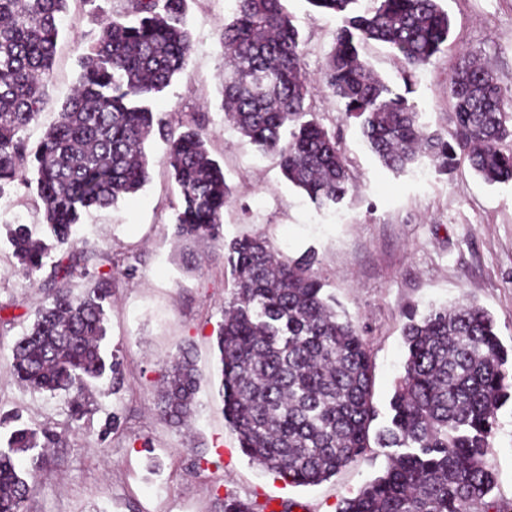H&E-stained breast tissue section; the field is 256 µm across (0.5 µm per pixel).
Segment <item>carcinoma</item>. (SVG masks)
Segmentation results:
<instances>
[{
  "instance_id": "carcinoma-1",
  "label": "carcinoma",
  "mask_w": 512,
  "mask_h": 512,
  "mask_svg": "<svg viewBox=\"0 0 512 512\" xmlns=\"http://www.w3.org/2000/svg\"><path fill=\"white\" fill-rule=\"evenodd\" d=\"M68 0H0V196L24 179L35 187L45 238L25 224L9 228L17 270L34 277L52 263L47 292L32 324L11 348L16 380L35 392H77L71 416L85 410L83 392L109 380L118 390L117 362L102 347L105 278L86 271L91 259L78 226L91 208L116 206L149 179L146 145H167L166 164L179 189L175 235L190 245L220 237L231 200L224 170L208 148L203 124L174 126L153 110L154 97L185 67L192 50L188 0H124L123 10L79 57L73 93L59 120L34 147L24 131L35 121L52 78L61 14ZM342 16L322 81L359 123L381 165L403 173L423 158L446 173L469 160L488 184L512 182V113L495 75L473 62L451 73L455 125L450 137L427 131L408 99L359 59L368 41L397 51L413 70L448 48L451 23L439 0H377L359 14L358 0H308ZM224 120L262 154L279 159L283 176L319 210L351 190L336 134L307 105L310 80L302 40L281 0H232L221 35ZM315 253L282 259L262 237L224 246L233 288L217 336L218 395L224 420L252 463L292 486L320 484L370 447L373 366L356 326L336 311L312 271ZM87 280L82 292L67 287ZM404 372L389 401V424L376 435L392 448L383 474L342 500L339 512H512L493 496L487 464L499 409L512 399L509 351L492 314L473 302L405 314ZM203 375L190 349L166 367L155 416L188 423ZM0 512H24L37 476L48 472L57 433L0 418ZM28 462L27 472L19 463ZM264 506L224 498V512Z\"/></svg>"
}]
</instances>
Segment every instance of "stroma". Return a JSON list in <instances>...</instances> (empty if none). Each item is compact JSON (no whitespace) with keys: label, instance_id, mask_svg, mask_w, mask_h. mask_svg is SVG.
<instances>
[{"label":"stroma","instance_id":"35a3bbf8","mask_svg":"<svg viewBox=\"0 0 512 512\" xmlns=\"http://www.w3.org/2000/svg\"><path fill=\"white\" fill-rule=\"evenodd\" d=\"M97 3L95 13L83 0H68L51 82L25 132L29 143L57 122L84 47L124 6L123 0ZM440 3L452 20L448 49L420 67L412 83H404V64L385 44L370 41L359 52L393 90L406 93L430 131L446 136L454 128L448 79L460 53H472L512 93V0ZM188 4L193 50L152 106L175 124L202 119L232 202L224 210L221 241L181 256L174 239L178 189L165 164L166 145L157 140L148 148L143 189L85 215L80 235L97 250L89 267L111 283L104 345L120 363L122 387L116 394L93 392L83 417H71L68 394L34 393L12 376V344L46 293L40 279L14 271L4 227L20 222L37 231L43 216L22 185L0 196V414H19L66 441L55 449L27 512H221L228 496L255 500L269 512H282L287 503L292 512H338L343 498L384 471L387 451L373 447L320 485L291 487L239 448L215 385L216 333L231 288L223 245L233 239L262 236L291 259L315 252L313 270L325 294L356 325L371 356L378 410L372 429L388 422V401L403 371L401 330L409 308L473 300L493 315L502 344L512 348V183L486 184L465 160L450 174L432 171L421 180L383 168L321 81L340 17L308 0H284L303 39L312 109L335 129L353 185L343 204L317 210L283 177L277 157L257 152L224 121L220 35L230 0ZM186 346L204 376L190 432L150 411L166 361ZM498 421L487 463L497 475L496 497L512 502V401Z\"/></svg>","mask_w":512,"mask_h":512}]
</instances>
